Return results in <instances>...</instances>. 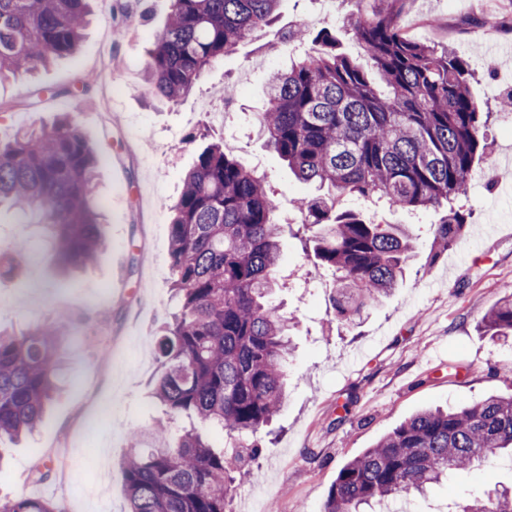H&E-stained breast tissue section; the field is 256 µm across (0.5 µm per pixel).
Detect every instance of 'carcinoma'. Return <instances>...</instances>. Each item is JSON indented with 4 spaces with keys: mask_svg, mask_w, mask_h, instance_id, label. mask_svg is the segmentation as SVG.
Segmentation results:
<instances>
[{
    "mask_svg": "<svg viewBox=\"0 0 512 512\" xmlns=\"http://www.w3.org/2000/svg\"><path fill=\"white\" fill-rule=\"evenodd\" d=\"M347 21L367 66L338 51L327 28L283 39L289 64L267 80L259 113L268 144L302 181L319 226L314 253L336 277L331 317L352 321L390 296L414 249L402 224L341 207L343 198L390 209L440 208L435 252L468 223L456 205L488 148L490 113L473 70L455 52L418 43L399 22L407 0H376ZM280 0H172L144 69L159 100L186 97L202 76L277 18ZM86 0H0V77L30 74L74 53ZM107 158L73 117L23 127L0 143V205L44 224L64 275L91 265L106 242L95 179ZM263 177L216 143L197 157L170 206L169 271L181 308L158 339L155 398L175 435L135 437L122 462L128 512H225L237 476L261 454L259 435L286 400L289 320L269 302L279 287L280 228ZM485 333L512 336V295L483 316ZM59 327L0 331V442L39 427L58 390ZM512 455V394L416 412L345 463L322 512H367L461 471ZM0 512H58L48 499L0 501ZM454 512H512V485L466 493Z\"/></svg>",
    "mask_w": 512,
    "mask_h": 512,
    "instance_id": "carcinoma-1",
    "label": "carcinoma"
}]
</instances>
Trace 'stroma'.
Returning <instances> with one entry per match:
<instances>
[{
	"label": "stroma",
	"instance_id": "stroma-1",
	"mask_svg": "<svg viewBox=\"0 0 512 512\" xmlns=\"http://www.w3.org/2000/svg\"><path fill=\"white\" fill-rule=\"evenodd\" d=\"M90 21L79 50L55 58L33 75L0 81V142L30 124L69 114L109 162L98 172L107 246L85 271L59 277L42 241L40 225L0 208V254L29 243L17 274L0 280V327L61 322L63 388L42 424L0 449V499L45 496L62 512H125L122 460L134 429L150 431L165 416L153 394L160 372L157 336L178 309L168 267L169 214L181 177L199 153L229 136L234 157L266 177L277 206L281 258L272 302L293 317L288 397L265 428L256 475L238 484L227 512H321L339 468L372 447L417 411L461 400L512 392V337L485 336L480 321L512 294V129L489 121V151L460 199L468 224L460 242L433 253L438 212L381 210L388 224H409L415 250L400 287L353 323L330 320L327 296L334 283L318 268L295 201L316 195L268 147L253 115L266 103L272 69L287 57L285 31L304 25L335 28L340 48L362 50L344 25L353 10L342 0L335 14L318 16L317 0H282L277 21L219 62L178 103L153 98L143 80L153 36L163 28L170 0H90ZM404 31L438 49L465 57L475 71L472 91L484 111L499 109L512 87V0H408ZM188 135L166 150L174 134ZM129 353L121 365L119 348ZM110 407L96 424L99 405ZM47 471L35 481L36 470ZM512 481V460L458 473L406 498L397 512H449L466 492Z\"/></svg>",
	"mask_w": 512,
	"mask_h": 512
}]
</instances>
